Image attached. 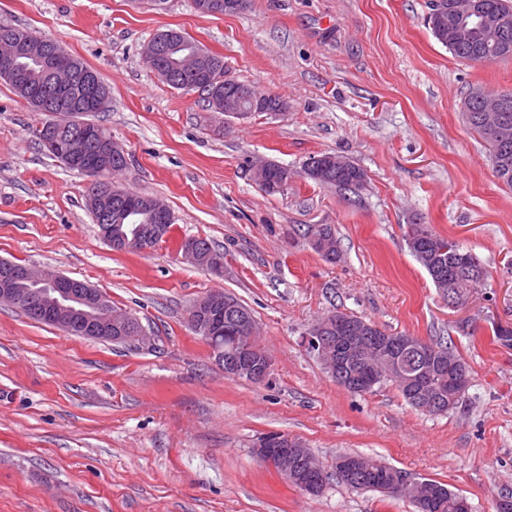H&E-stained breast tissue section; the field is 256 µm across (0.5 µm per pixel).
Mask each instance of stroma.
Masks as SVG:
<instances>
[{"instance_id": "stroma-1", "label": "stroma", "mask_w": 512, "mask_h": 512, "mask_svg": "<svg viewBox=\"0 0 512 512\" xmlns=\"http://www.w3.org/2000/svg\"><path fill=\"white\" fill-rule=\"evenodd\" d=\"M428 0H248L204 15L131 0H0V23L63 45L110 86L101 122L127 152L122 188L163 198L175 222L147 252L113 251L86 208V178L30 133L45 120L0 82V260L54 270L136 314L152 344L127 351L70 335L0 304V512H417L406 497L329 481L311 495L255 453L281 433L325 471L337 454L381 459L494 512L512 495V190L461 117L468 90L512 92V59L460 61L432 36ZM187 34L234 79L275 95L283 112L238 120L164 84L143 60L158 31ZM335 153L364 169L355 192L303 171ZM288 168L265 194L247 168ZM470 249L489 277L448 305L410 253L411 222ZM330 224L340 256L307 244ZM209 239L223 274L187 262L181 243ZM213 290L252 312L272 374L227 377L187 321ZM425 340L444 338L471 382L443 415L411 407L396 385L338 386L306 336L329 310Z\"/></svg>"}]
</instances>
